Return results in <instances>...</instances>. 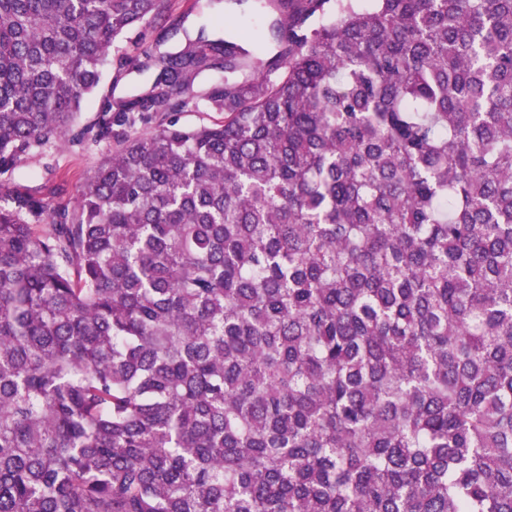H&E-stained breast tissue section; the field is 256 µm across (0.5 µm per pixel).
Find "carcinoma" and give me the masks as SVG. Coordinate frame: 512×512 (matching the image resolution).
<instances>
[{
	"label": "carcinoma",
	"mask_w": 512,
	"mask_h": 512,
	"mask_svg": "<svg viewBox=\"0 0 512 512\" xmlns=\"http://www.w3.org/2000/svg\"><path fill=\"white\" fill-rule=\"evenodd\" d=\"M262 7L145 52L75 210L0 183V512H512V0ZM169 12L0 0V175ZM248 3L250 7L245 9H238V7L233 4L226 5L223 30V36L225 38L228 39L233 36L237 40L240 39L239 31L250 25L259 26L263 28L266 33L270 16L259 13L254 6L255 2L249 0Z\"/></svg>",
	"instance_id": "cac0c4a2"
}]
</instances>
